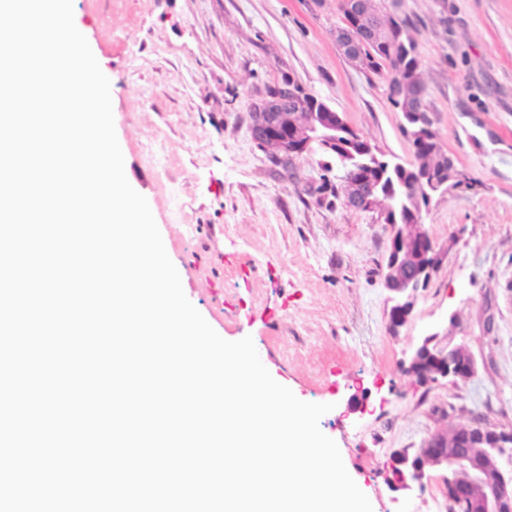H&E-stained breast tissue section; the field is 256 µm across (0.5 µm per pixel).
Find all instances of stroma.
<instances>
[{
  "label": "stroma",
  "mask_w": 512,
  "mask_h": 512,
  "mask_svg": "<svg viewBox=\"0 0 512 512\" xmlns=\"http://www.w3.org/2000/svg\"><path fill=\"white\" fill-rule=\"evenodd\" d=\"M112 84L125 174L151 205L185 295L225 340L320 420L373 512H438L444 474L390 491L392 451L480 417L512 428V0H402L433 128L473 187L434 196L423 223L442 262L390 335L376 214L319 193L320 151L282 178L250 134L253 102L293 80L386 156L413 160L384 80L336 46V0H73ZM235 254L221 280L214 256ZM465 345L468 382L423 388L404 371L426 335ZM363 393V411L347 409Z\"/></svg>",
  "instance_id": "stroma-1"
}]
</instances>
